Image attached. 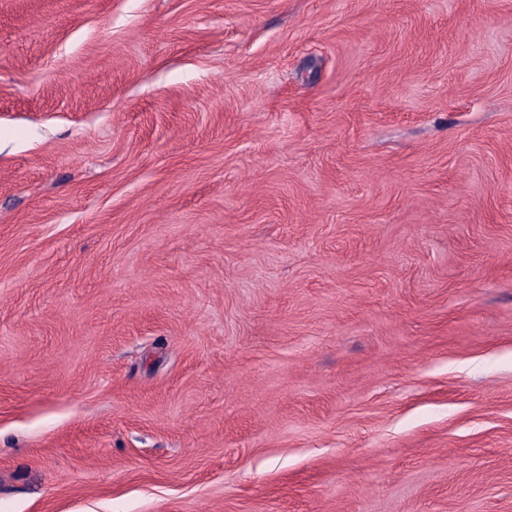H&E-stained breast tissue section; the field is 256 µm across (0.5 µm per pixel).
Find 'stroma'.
I'll return each instance as SVG.
<instances>
[{
  "mask_svg": "<svg viewBox=\"0 0 512 512\" xmlns=\"http://www.w3.org/2000/svg\"><path fill=\"white\" fill-rule=\"evenodd\" d=\"M0 512H512V0H0Z\"/></svg>",
  "mask_w": 512,
  "mask_h": 512,
  "instance_id": "obj_1",
  "label": "stroma"
}]
</instances>
